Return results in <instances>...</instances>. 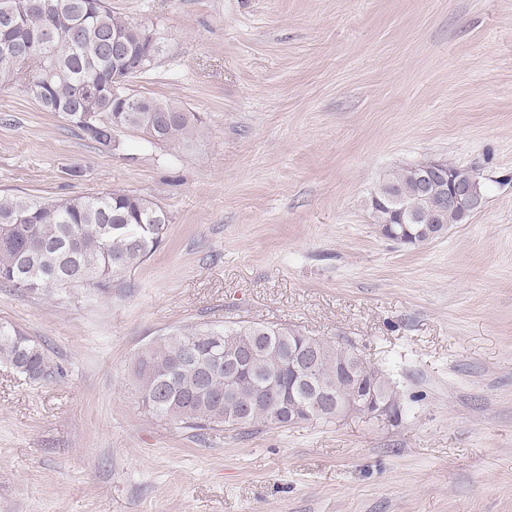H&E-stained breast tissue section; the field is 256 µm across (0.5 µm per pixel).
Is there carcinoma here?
I'll return each instance as SVG.
<instances>
[{
	"instance_id": "carcinoma-1",
	"label": "carcinoma",
	"mask_w": 512,
	"mask_h": 512,
	"mask_svg": "<svg viewBox=\"0 0 512 512\" xmlns=\"http://www.w3.org/2000/svg\"><path fill=\"white\" fill-rule=\"evenodd\" d=\"M0 0V84L14 85L47 112L61 115L99 150L117 148L115 133L134 130L150 144L186 146L200 118L169 102L137 95L123 83L77 94L80 86L120 70L131 78L151 67L161 51L154 31L112 11L107 0ZM392 188L417 223L407 225L411 247L431 242L419 210L414 166L388 172L375 188ZM169 218L152 199L121 190L67 199L0 195V284L52 297L64 285L106 294L112 283L145 262L166 234ZM221 337L220 343L210 340ZM316 353L315 384L337 396L349 394L337 371L355 363V375L375 381L398 399L390 374L357 362L354 347L318 337L288 341V328L241 321L233 326L184 325L154 343L134 372L145 409L202 431L248 426L274 428L277 412L268 391L288 397V347ZM0 362L31 382L59 374L45 349L14 324L0 322Z\"/></svg>"
}]
</instances>
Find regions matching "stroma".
<instances>
[{
	"label": "stroma",
	"mask_w": 512,
	"mask_h": 512,
	"mask_svg": "<svg viewBox=\"0 0 512 512\" xmlns=\"http://www.w3.org/2000/svg\"><path fill=\"white\" fill-rule=\"evenodd\" d=\"M110 3L163 45L129 88L199 133L102 152L0 88V194L120 189L169 217L106 295L0 286V322L64 371L0 363V512H512V0ZM427 159L475 170L484 203L412 249L368 200ZM240 320L354 344L398 420L199 434L145 410L139 355Z\"/></svg>",
	"instance_id": "stroma-1"
}]
</instances>
